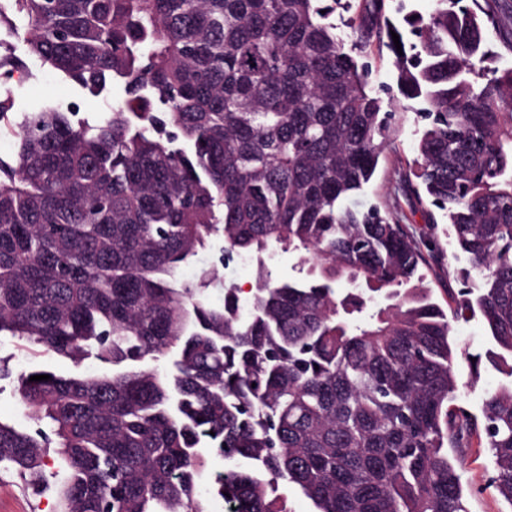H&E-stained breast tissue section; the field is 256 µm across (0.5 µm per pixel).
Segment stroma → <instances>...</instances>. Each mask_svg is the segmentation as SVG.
<instances>
[{"label": "stroma", "mask_w": 512, "mask_h": 512, "mask_svg": "<svg viewBox=\"0 0 512 512\" xmlns=\"http://www.w3.org/2000/svg\"><path fill=\"white\" fill-rule=\"evenodd\" d=\"M0 56L23 61L22 69L11 77L0 78V99L8 100L15 120H22L30 112L51 103L66 106L76 103L77 116L95 126L107 116L113 102L123 96L121 82L108 84L106 91L94 96L80 88L27 53L24 31L0 27ZM371 73L373 88L384 101L390 102L395 118L391 125L389 145L379 159L376 173L363 190L355 195L351 206L377 207L381 212L401 210L405 223L430 234L436 243V254L428 258L421 269L425 284L434 300L451 315L452 335L460 349L480 356L478 369H471L468 360H459L455 372L463 386L461 399L473 413L480 414L486 391L511 381L506 367L497 359L485 323L479 315L457 317L453 300L459 289L457 272L467 262L448 234V220L428 200L414 195H395L396 184H405L413 178L416 146L424 123L417 108L411 107L399 93L397 69L393 54L384 44L372 43L362 54ZM0 361L7 362L12 371L39 365L61 374L80 372L99 376L111 372L110 364L89 358L80 368L54 354L32 356L30 351L8 335H0ZM464 505L467 512H512V504L505 501L491 484L494 474L490 449L478 437H470L467 448L461 449ZM50 475L47 488L36 490L23 485L13 473L0 471V512H57V489L66 475L58 460L49 459L46 468Z\"/></svg>", "instance_id": "obj_1"}]
</instances>
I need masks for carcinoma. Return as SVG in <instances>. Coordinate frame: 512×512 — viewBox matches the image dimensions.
<instances>
[{
    "instance_id": "obj_1",
    "label": "carcinoma",
    "mask_w": 512,
    "mask_h": 512,
    "mask_svg": "<svg viewBox=\"0 0 512 512\" xmlns=\"http://www.w3.org/2000/svg\"><path fill=\"white\" fill-rule=\"evenodd\" d=\"M355 25L387 38L384 0ZM347 0H7L31 54L92 94L123 83L105 121L46 105L14 121L0 100V334L101 376L18 373L32 432L0 422V468L47 481L59 512H465L464 437L482 433L491 484L512 503V382L482 417L458 402L442 307L417 271L428 242L347 204L374 176L392 112L330 16ZM500 0H436L406 16L398 87L424 104L415 176L466 254L457 311L478 310L512 360V67L486 65ZM224 238L257 261L250 309L181 270ZM298 257L303 280L265 259ZM348 285L343 293L336 284ZM169 358V364L159 361ZM48 375L47 381H29ZM49 421L50 431L41 428ZM266 265L272 277L277 280L298 279L305 275V273L299 274L295 269L297 259L288 252H277L272 259L266 260Z\"/></svg>"
}]
</instances>
